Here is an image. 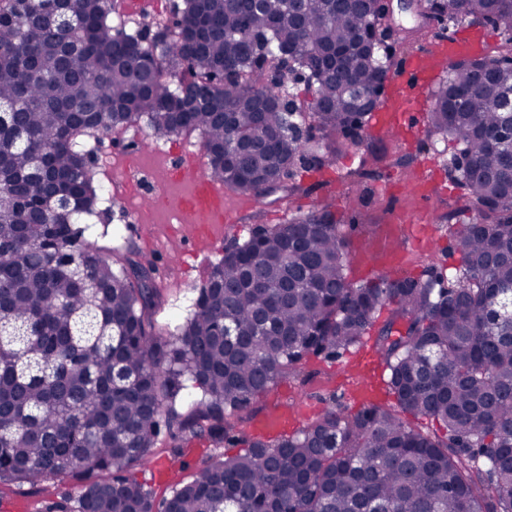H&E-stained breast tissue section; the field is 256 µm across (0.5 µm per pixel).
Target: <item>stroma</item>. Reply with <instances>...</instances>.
Instances as JSON below:
<instances>
[{"mask_svg":"<svg viewBox=\"0 0 512 512\" xmlns=\"http://www.w3.org/2000/svg\"><path fill=\"white\" fill-rule=\"evenodd\" d=\"M432 21L416 12L394 11L392 23L383 31V48L399 59L415 48L404 42L406 31L421 29L430 35ZM423 128L419 136L392 137L380 131L364 129L360 144L343 149L324 174L301 172L303 193L289 196L287 186L253 198L227 191L233 223L224 225L219 237L197 234L192 224H167L160 212L144 207V194L166 190L170 196L188 194L189 184L162 180L164 166H177L186 153H201V138L191 133L157 137L150 130L139 136L128 132L96 135L88 144L94 149L95 181L102 188L101 208L107 209L106 222L93 224L90 238L98 246L121 255L138 252L155 265L154 277L163 290L156 312L157 330L162 338L176 334L211 269L225 249L243 243L253 226L252 212H261L262 226L272 227L287 221L291 211L311 212L329 206L338 223L350 225L349 250L353 261L348 270L352 281L375 277L379 266L373 254L383 229L404 227L405 255L393 272L400 277L428 278L431 272L453 273L460 265V255L448 232L443 216L449 199L460 196L452 180L450 162L457 152L452 140L431 131L426 116H419ZM413 157L417 178L390 168L395 153ZM369 170L359 191H351L347 174L356 168ZM138 169L143 181L138 193L125 194L119 181L121 172ZM375 335L365 337L361 348L337 358L306 357L297 373L284 376L268 393L259 397L242 413L237 429L252 435L255 420L281 406L300 408L299 426L336 407L358 410L352 391L355 387L351 364L361 352H374ZM214 448L193 446L184 456L172 455L168 433H160L150 463L133 467L130 477L144 484L155 498L168 495L179 482H189L206 467ZM73 481L53 477L41 487L11 481L0 482V512H60L64 498L74 492Z\"/></svg>","mask_w":512,"mask_h":512,"instance_id":"stroma-1","label":"stroma"}]
</instances>
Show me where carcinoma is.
<instances>
[{"mask_svg": "<svg viewBox=\"0 0 512 512\" xmlns=\"http://www.w3.org/2000/svg\"><path fill=\"white\" fill-rule=\"evenodd\" d=\"M57 0L0 6V479L35 485L79 481L69 512H512V46L448 70L431 95V128L454 139L472 220L452 225L461 267L453 280L379 274L348 277L344 225L323 209L252 233L213 264L177 335L153 333L159 303L151 260L112 258L88 239L101 188L94 153L79 137L144 125L160 137L198 131L214 181L250 195L280 170L330 165L361 141L369 91L394 62L362 46L381 26L361 0H289L259 11L250 0H184L160 38L147 39L112 0H72L73 44L61 57L54 31L34 18ZM426 13L459 23L482 17L512 30V0H427ZM311 62L307 88L270 81L280 47ZM187 83L211 105L185 108ZM308 124L318 139H302ZM44 155L79 207L27 220L45 193L33 175ZM392 408L368 402L326 411L292 435L248 438L242 454L216 455L155 502L127 476L146 462L166 423L174 449L240 441L231 423L309 355L337 357L369 335ZM197 392L168 406L169 382ZM438 422L446 434L404 415ZM108 472L105 480L92 478Z\"/></svg>", "mask_w": 512, "mask_h": 512, "instance_id": "carcinoma-1", "label": "carcinoma"}]
</instances>
